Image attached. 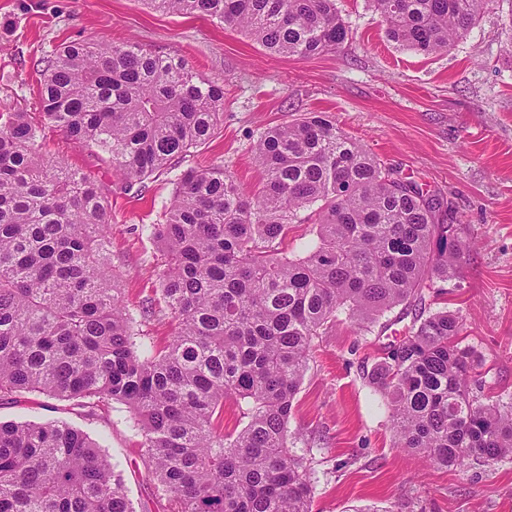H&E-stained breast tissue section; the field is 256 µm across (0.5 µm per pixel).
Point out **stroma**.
Returning <instances> with one entry per match:
<instances>
[{
    "label": "stroma",
    "instance_id": "stroma-1",
    "mask_svg": "<svg viewBox=\"0 0 512 512\" xmlns=\"http://www.w3.org/2000/svg\"><path fill=\"white\" fill-rule=\"evenodd\" d=\"M336 8L350 41L288 58L238 29L161 13L142 0H0V101L34 111L35 63L65 40L135 41L223 87L216 135L132 186L63 132L45 130L41 155L79 170L106 196L112 266L135 313L154 297L168 261L140 229L162 219L181 175L221 164L254 193L263 178L253 153L260 133L329 113L388 165L452 200L473 247L458 279L434 282L426 308L461 312L481 396L510 403L512 0H494L448 52L429 56L390 41L372 0H336ZM413 315L398 307L362 332L342 314L315 338L289 421L293 450L310 462L312 512H512V457L444 468L397 448L388 401L368 374ZM52 419L99 442L122 470L136 512H162L167 494L147 477L142 436L124 406L89 417L75 401L39 393L0 400V422Z\"/></svg>",
    "mask_w": 512,
    "mask_h": 512
}]
</instances>
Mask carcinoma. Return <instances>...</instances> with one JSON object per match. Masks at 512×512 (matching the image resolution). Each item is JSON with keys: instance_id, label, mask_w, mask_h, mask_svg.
<instances>
[{"instance_id": "1", "label": "carcinoma", "mask_w": 512, "mask_h": 512, "mask_svg": "<svg viewBox=\"0 0 512 512\" xmlns=\"http://www.w3.org/2000/svg\"><path fill=\"white\" fill-rule=\"evenodd\" d=\"M494 0H373L394 43L445 52ZM243 30L273 55L313 57L350 30L336 0H148ZM38 110L0 105V397L37 392L93 410L125 406L167 512H311L305 457L288 445L312 341L345 313L368 329L435 280L458 277L470 243L454 206L369 153L328 115L267 129L250 197L217 164L190 169L160 224V298L177 321L156 348L136 342L112 269L106 199L85 175L46 162L47 125L141 182L213 137L224 88L142 45L62 43L41 61ZM315 237L279 246L299 211ZM457 312L420 310L369 373L397 447L429 464L512 456V404L485 403ZM247 423L224 434V398ZM0 512H135L121 471L66 420L0 422Z\"/></svg>"}]
</instances>
